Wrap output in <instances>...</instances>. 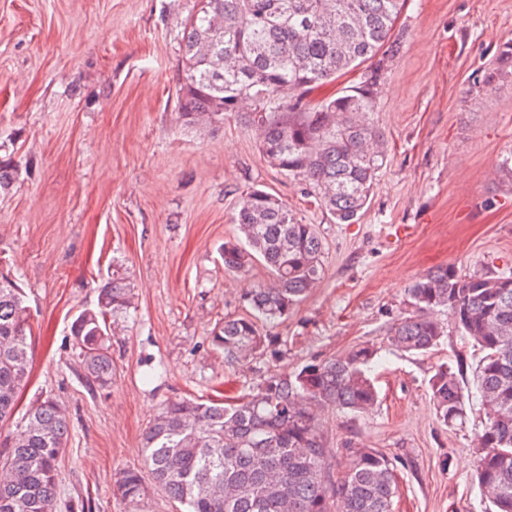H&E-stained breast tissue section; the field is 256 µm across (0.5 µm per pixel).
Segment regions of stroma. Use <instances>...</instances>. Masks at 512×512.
Listing matches in <instances>:
<instances>
[{"label":"stroma","instance_id":"35a3bbf8","mask_svg":"<svg viewBox=\"0 0 512 512\" xmlns=\"http://www.w3.org/2000/svg\"><path fill=\"white\" fill-rule=\"evenodd\" d=\"M197 0H0V161L18 165L0 193V256L22 288L32 335L27 406L52 397L70 416L56 512H180L158 489L137 503L113 491L142 467L141 438L161 406L241 393L249 379L210 343L212 328L249 307L268 279L224 270L221 248L254 188L281 199L325 242L323 274L270 326L292 372L356 345L378 351L369 413L325 410L327 469L353 441L393 462V512H488L472 475L485 419L473 394L478 351L453 316L422 355L389 350L405 290L428 270L512 267V76L484 87L512 40V0H406L401 51L371 118L386 161L353 224H332L300 178L271 166L239 119L189 125L179 115L183 27ZM121 270L134 307L112 337V382L89 386L70 333ZM462 366L464 420L438 421L428 380ZM162 370L146 382L149 366Z\"/></svg>","mask_w":512,"mask_h":512}]
</instances>
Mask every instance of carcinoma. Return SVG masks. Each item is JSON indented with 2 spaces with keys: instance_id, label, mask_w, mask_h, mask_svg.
<instances>
[{
  "instance_id": "cac0c4a2",
  "label": "carcinoma",
  "mask_w": 512,
  "mask_h": 512,
  "mask_svg": "<svg viewBox=\"0 0 512 512\" xmlns=\"http://www.w3.org/2000/svg\"><path fill=\"white\" fill-rule=\"evenodd\" d=\"M404 0H199L184 22L181 116L221 125L229 116L260 130L269 163L308 183L336 224H353L383 165L381 132L370 120L374 90L399 51L392 31ZM485 76L494 88L512 68V41L499 48ZM370 63L362 85L315 104L314 88L343 70ZM249 102L252 111H240ZM238 236L224 243V270L244 273L257 262L268 281L244 299L250 311L217 325L211 345L249 370L279 361L280 342L262 331L288 318L320 280L323 243L315 225L299 222L277 197L249 191L235 213ZM133 289L118 271L100 289L97 308L81 311L71 332L92 386L112 382V325L133 307ZM450 310L479 351L477 393L486 421L477 435L475 477L494 512H512V271L464 274L448 265L418 277L388 329L391 349L423 354L437 346ZM29 317L22 288L0 274V423L12 420L29 377ZM375 350L360 345L292 374L266 370L225 402H168L142 437L154 487L185 512H391V459L376 448L345 444L341 477L325 471L322 413L366 414L377 403L367 375ZM437 418L447 424L466 408L453 367L429 379ZM0 442V512H53L58 459L69 436L66 409L50 397L33 401ZM149 487L137 469L120 472L123 500Z\"/></svg>"
}]
</instances>
